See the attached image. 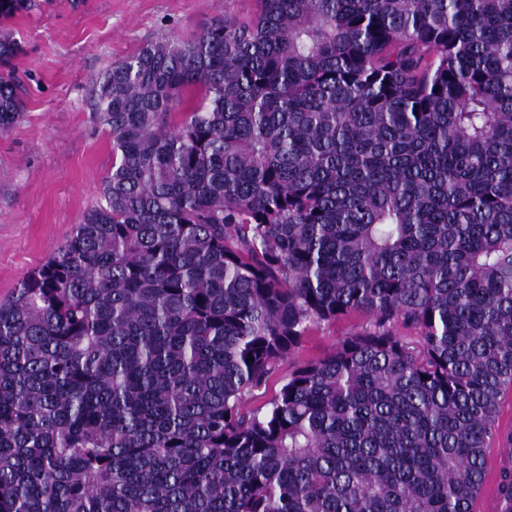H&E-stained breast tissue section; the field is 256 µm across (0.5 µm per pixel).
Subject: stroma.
Segmentation results:
<instances>
[{"label": "stroma", "instance_id": "stroma-1", "mask_svg": "<svg viewBox=\"0 0 512 512\" xmlns=\"http://www.w3.org/2000/svg\"><path fill=\"white\" fill-rule=\"evenodd\" d=\"M254 0H45L7 20L22 46L13 67L22 116L0 132V299L44 263L99 200L112 139L94 122L90 79L162 34L186 36ZM363 318L307 334L297 361L323 356Z\"/></svg>", "mask_w": 512, "mask_h": 512}]
</instances>
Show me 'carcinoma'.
Here are the masks:
<instances>
[{"instance_id": "obj_1", "label": "carcinoma", "mask_w": 512, "mask_h": 512, "mask_svg": "<svg viewBox=\"0 0 512 512\" xmlns=\"http://www.w3.org/2000/svg\"><path fill=\"white\" fill-rule=\"evenodd\" d=\"M19 53L0 26V131ZM91 88L100 200L0 299V512H471L512 387V0H255ZM364 320L362 315L353 313L332 324L310 330L293 362L298 363L323 356Z\"/></svg>"}]
</instances>
